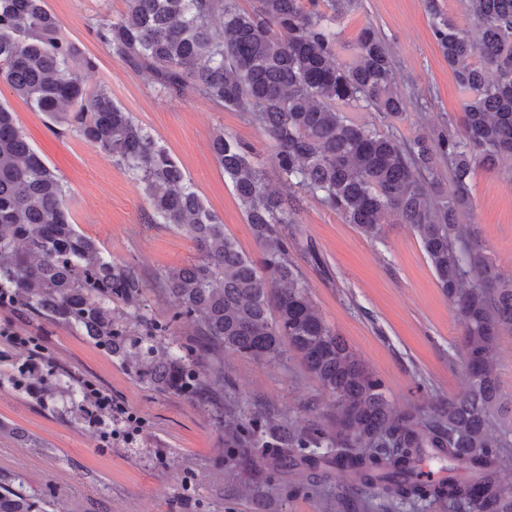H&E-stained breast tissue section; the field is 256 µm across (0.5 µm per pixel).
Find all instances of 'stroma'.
<instances>
[{"mask_svg":"<svg viewBox=\"0 0 512 512\" xmlns=\"http://www.w3.org/2000/svg\"><path fill=\"white\" fill-rule=\"evenodd\" d=\"M65 35L93 61L80 76L105 88L172 156L225 232L253 260L263 256L243 207L211 150L217 131L250 143L268 181L283 194L294 188L271 162L262 130L242 112L222 109L186 90L165 98L150 72L129 67L94 35L101 18L118 19L125 0H46ZM372 25L386 38L398 86L418 103L388 122L375 112L359 118L407 140L416 133L459 124L463 92L432 36L424 0H362L342 21L343 40ZM0 104L13 113L28 143L55 168L67 190L74 224L98 240L116 262L136 263L144 279L183 266L196 254L184 233L149 224L138 184L111 155L77 132H59L0 82ZM474 225L480 242L503 275L512 274V185L483 171L473 178ZM310 295L325 320L384 382L393 407L427 409L456 396L467 384L461 361L463 326L439 287L422 244L410 225H384L380 236L306 198L288 241ZM38 338L50 363L44 385L14 387L29 352L0 338V479L30 496L46 497L45 512H448L443 502L400 501L392 488H365L344 473L319 468L303 487L286 473L259 466L224 467V431L210 407L153 391L111 356L66 326L45 324L11 308L0 309V331ZM92 382L137 418L128 441L111 437L110 424L88 423L72 394L76 379ZM224 410L302 427L326 421L332 398L308 372L301 356L258 362L224 354Z\"/></svg>","mask_w":512,"mask_h":512,"instance_id":"35a3bbf8","label":"stroma"}]
</instances>
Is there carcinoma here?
Instances as JSON below:
<instances>
[{
  "mask_svg": "<svg viewBox=\"0 0 512 512\" xmlns=\"http://www.w3.org/2000/svg\"><path fill=\"white\" fill-rule=\"evenodd\" d=\"M472 29L426 0L433 38L466 93L463 123L409 141L355 121V111L396 119L408 98L393 82L394 59L373 28L359 30L353 61L339 60L340 19L359 0H126L116 20L102 18L96 38L134 69H148L169 98L191 88L222 109L245 112L272 143V163L298 188L270 187L253 147L228 133L212 151L264 246L256 263L224 232L222 220L192 189L168 152L106 90L86 88L76 69L92 62L63 33L45 0H0V80L52 123L76 129L110 154L149 201L148 222L186 233L197 254L162 271L153 287L176 310L146 314L136 267L105 256L71 221L59 175L0 105V294L7 306L75 329L107 353L137 358L135 377L160 393L187 396L227 422L233 463L255 443V429L224 419L221 358L256 361L290 349L334 400L329 425L298 430L271 421L262 433L271 469L298 482L329 462L353 483L391 485L402 500L446 501L455 512H512V427L495 367L499 336L512 332V277L499 273L470 224L477 170L512 183V0H463ZM450 185L440 201L426 191ZM312 196L368 237L395 217L418 235L438 284L464 326L463 392L431 409L426 423L395 410L382 381L326 322L288 252V225ZM123 308H112V302ZM198 344L196 362L148 344L182 326ZM334 448L331 457L321 447ZM295 448L309 453L293 457ZM467 478L429 483L418 463L425 449ZM40 500L0 483V512H42Z\"/></svg>",
  "mask_w": 512,
  "mask_h": 512,
  "instance_id": "obj_1",
  "label": "carcinoma"
}]
</instances>
